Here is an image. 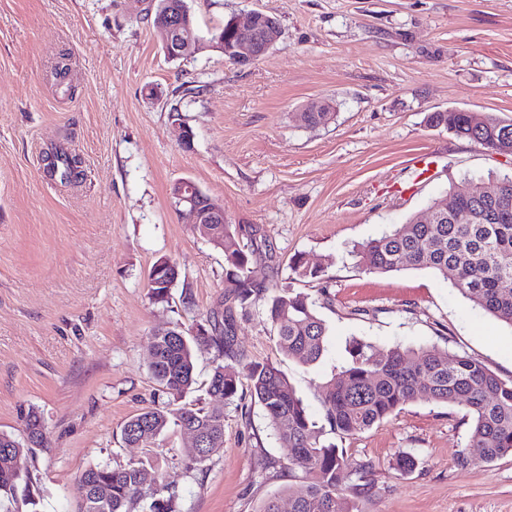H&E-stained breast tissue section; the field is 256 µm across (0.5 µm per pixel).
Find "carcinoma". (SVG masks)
<instances>
[{"mask_svg":"<svg viewBox=\"0 0 512 512\" xmlns=\"http://www.w3.org/2000/svg\"><path fill=\"white\" fill-rule=\"evenodd\" d=\"M298 118L316 127L333 119V113L301 112ZM432 120L460 138L512 156V121L473 112H437ZM80 164L81 158L63 146L45 157L47 175L62 184L77 180ZM450 192L457 197L454 214L440 224H421L411 216L356 248L358 265L379 274L429 269L473 306L512 327V175L489 178L485 194L479 197L455 185ZM215 228L224 235L225 280L231 284L227 299L233 304L225 308L224 319L213 324L208 336L166 329L149 338V369L167 400L124 423L121 439L126 445L146 448L173 424L198 430L203 447L210 452L224 447V410L182 402L197 384L196 351L215 348L228 363L213 368L206 393L225 402L241 400L239 387L247 385L250 400L291 451L288 469L304 474L301 484L267 499L258 512H279L283 496L288 498L290 512H353L341 484L356 477L349 489L360 494L367 489L371 465L351 460L327 435L354 437L415 402L466 408L472 416L469 443L482 449L483 462L512 454V381H503L465 353L450 354L434 346L413 349L350 341L347 363L325 386L326 424L315 421L273 363H245L234 344V306L260 305L265 321L276 331L278 349L302 365L316 363L323 356L328 328L315 300L288 286L269 288L256 283L251 265L263 255L256 229L234 224ZM22 422V439L0 433V448L11 449L8 455L0 454V499H14L24 491L29 458L35 449L47 447L40 415L30 410L22 415ZM150 466L147 459L127 467L96 464L87 468L79 478L78 512H180L176 491ZM148 479L158 484L156 494L149 497L143 494ZM101 485L109 489L104 500L95 492Z\"/></svg>","mask_w":512,"mask_h":512,"instance_id":"carcinoma-1","label":"carcinoma"}]
</instances>
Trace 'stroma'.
Segmentation results:
<instances>
[{"instance_id": "obj_1", "label": "stroma", "mask_w": 512, "mask_h": 512, "mask_svg": "<svg viewBox=\"0 0 512 512\" xmlns=\"http://www.w3.org/2000/svg\"><path fill=\"white\" fill-rule=\"evenodd\" d=\"M188 4L203 38L254 10L276 17L282 37L247 65L212 47L172 61L150 0H0V432L21 435L32 408L48 439L31 467L36 505L0 512H76L86 468L148 455L181 512H257L300 483L257 406L245 419L225 405L223 448L190 473L191 439L178 427L148 449L121 440L159 395L150 336L222 315L229 291L223 251L173 207L181 179L270 246L271 259L252 266L257 282L317 299L328 336L314 365L283 355L258 309L239 313L235 334L245 360L276 364L316 421L354 337L465 353L512 380V327L430 270L370 274L350 257L450 186L512 174V157L428 123L450 109L512 120V0ZM193 84L204 91L182 105L186 144L170 108ZM321 108L329 123L298 121ZM58 145L82 160L74 183L44 171ZM163 258L181 278L158 302L146 282ZM297 258L322 275L292 274ZM469 428L463 408L416 402L339 440L373 466L357 512H512V455L481 462ZM461 450L471 466H458ZM402 452L417 461L411 473L395 468Z\"/></svg>"}]
</instances>
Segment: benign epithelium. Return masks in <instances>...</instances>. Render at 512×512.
<instances>
[{"label":"benign epithelium","instance_id":"obj_1","mask_svg":"<svg viewBox=\"0 0 512 512\" xmlns=\"http://www.w3.org/2000/svg\"><path fill=\"white\" fill-rule=\"evenodd\" d=\"M158 17L160 23L157 29L162 35L163 47L168 57L185 58L200 44L185 11L175 10L171 8V4L165 2L159 4ZM231 30L229 41H224V37L220 36L218 42L227 60L236 64H246L265 55L282 36L277 19L262 11H252L243 18L233 17ZM171 197L183 223L197 225L200 233L209 242H214L213 231L206 229L205 225L226 222L224 210L211 200L205 209H200L197 205V187L188 179H182L173 185Z\"/></svg>","mask_w":512,"mask_h":512}]
</instances>
